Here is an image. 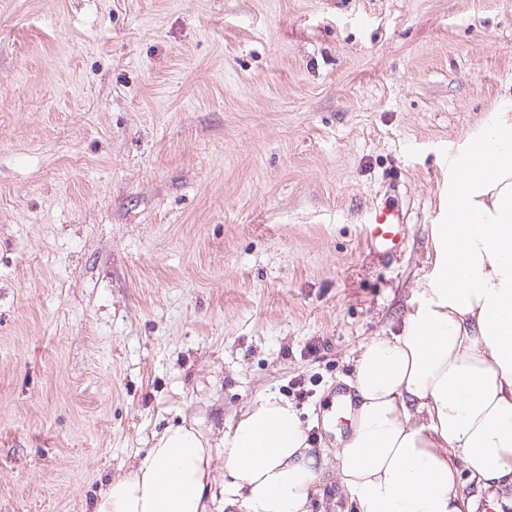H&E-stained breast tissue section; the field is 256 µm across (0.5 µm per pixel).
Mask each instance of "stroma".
I'll list each match as a JSON object with an SVG mask.
<instances>
[{"label": "stroma", "mask_w": 512, "mask_h": 512, "mask_svg": "<svg viewBox=\"0 0 512 512\" xmlns=\"http://www.w3.org/2000/svg\"><path fill=\"white\" fill-rule=\"evenodd\" d=\"M505 94L512 0H0V512H92L153 431L270 394L334 457L317 410ZM404 217L396 208L375 207L363 226L364 243L370 251H378L391 259L401 253Z\"/></svg>", "instance_id": "stroma-1"}]
</instances>
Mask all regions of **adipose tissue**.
<instances>
[{
  "label": "adipose tissue",
  "instance_id": "ef3b65f1",
  "mask_svg": "<svg viewBox=\"0 0 512 512\" xmlns=\"http://www.w3.org/2000/svg\"><path fill=\"white\" fill-rule=\"evenodd\" d=\"M435 258L398 334L366 340L336 474L355 512H463L459 470L496 508L512 490V96L448 149ZM295 405L266 395L219 436L153 433L93 512H312L327 467Z\"/></svg>",
  "mask_w": 512,
  "mask_h": 512
}]
</instances>
